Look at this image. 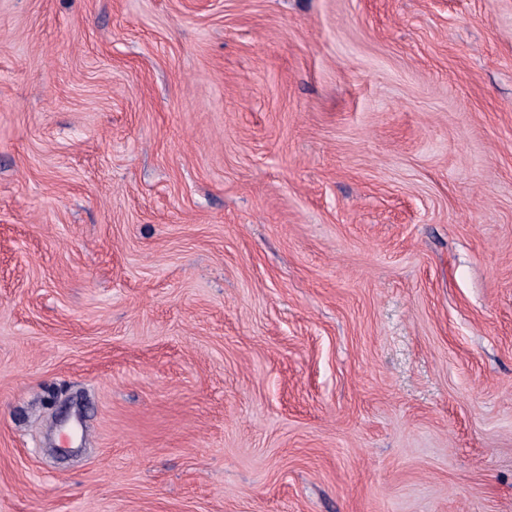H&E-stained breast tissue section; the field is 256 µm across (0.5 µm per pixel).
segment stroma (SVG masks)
Wrapping results in <instances>:
<instances>
[{
  "label": "stroma",
  "mask_w": 512,
  "mask_h": 512,
  "mask_svg": "<svg viewBox=\"0 0 512 512\" xmlns=\"http://www.w3.org/2000/svg\"><path fill=\"white\" fill-rule=\"evenodd\" d=\"M0 512H512V0H0Z\"/></svg>",
  "instance_id": "1"
}]
</instances>
